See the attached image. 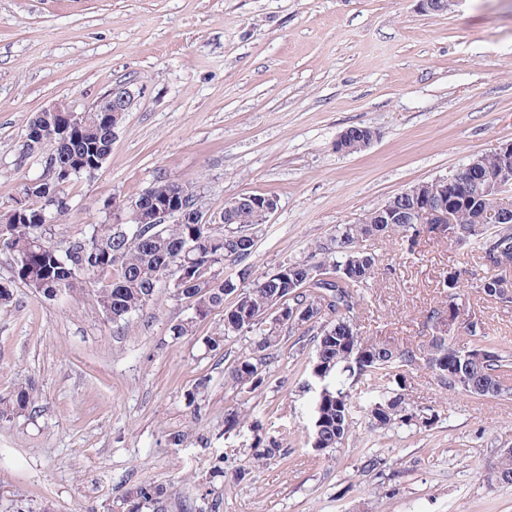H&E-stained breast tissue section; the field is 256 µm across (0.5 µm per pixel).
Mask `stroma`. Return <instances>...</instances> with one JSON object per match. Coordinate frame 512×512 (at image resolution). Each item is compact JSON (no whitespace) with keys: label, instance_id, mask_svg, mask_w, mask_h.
<instances>
[{"label":"stroma","instance_id":"35a3bbf8","mask_svg":"<svg viewBox=\"0 0 512 512\" xmlns=\"http://www.w3.org/2000/svg\"><path fill=\"white\" fill-rule=\"evenodd\" d=\"M120 85L134 100L112 151L64 185L68 210L49 241L65 246L106 222L107 201L165 180L195 187L216 222L233 197L275 196L251 255L224 263L222 278L242 288L310 259L337 225L512 142V0H458L443 14L418 0H0V221L42 172L18 159L32 115L58 102L83 112ZM352 125L377 140L336 152ZM365 246L381 274L355 326L414 350L407 389L435 419L373 432L360 411L345 447L321 452L309 435L312 343L282 335L262 385L239 386L228 372L259 332L204 344L234 295L176 336L196 316L167 286L115 324L94 295L35 297L0 252L14 290L0 311V396L29 386L34 397L32 411L0 421V512H127L144 483L169 489L162 512H512V484L485 477L512 448V399L448 391L424 361L426 317L448 309L443 279L480 274L477 250L427 232L411 250ZM460 301L512 342V303L469 286ZM232 411L243 427L226 428ZM272 442L276 455L254 462Z\"/></svg>","mask_w":512,"mask_h":512}]
</instances>
